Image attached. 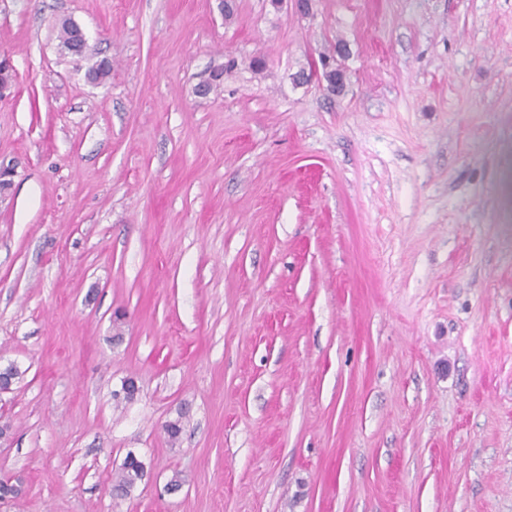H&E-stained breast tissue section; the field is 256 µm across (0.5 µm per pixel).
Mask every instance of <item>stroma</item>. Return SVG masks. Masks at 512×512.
<instances>
[{"mask_svg": "<svg viewBox=\"0 0 512 512\" xmlns=\"http://www.w3.org/2000/svg\"><path fill=\"white\" fill-rule=\"evenodd\" d=\"M1 54L0 512H512V0H0ZM73 25L75 27L76 34L72 27L61 25V28H58L59 44L69 43L75 36V40L65 49V51L71 56L83 58L91 51V46L83 29L75 22H73ZM320 66L317 62L311 67L309 75L300 78L303 80H310L312 77H317L322 84L325 83L326 91L329 94H336L340 92L346 81V75L343 67L336 63L334 57H330L328 60H323ZM147 474L144 462L134 453H128L121 465L120 472L113 480V494L118 498L130 496L137 484L145 480Z\"/></svg>", "mask_w": 512, "mask_h": 512, "instance_id": "stroma-1", "label": "stroma"}]
</instances>
